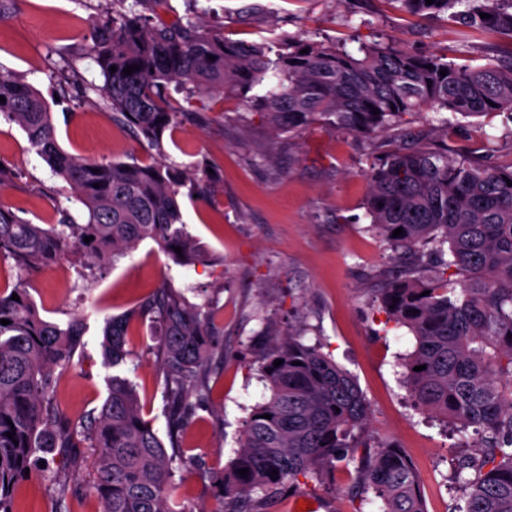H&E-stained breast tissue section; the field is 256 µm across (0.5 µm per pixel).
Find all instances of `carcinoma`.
Masks as SVG:
<instances>
[{"mask_svg": "<svg viewBox=\"0 0 512 512\" xmlns=\"http://www.w3.org/2000/svg\"><path fill=\"white\" fill-rule=\"evenodd\" d=\"M393 2L418 16L445 13L466 35L492 32L512 42V0ZM90 39L112 121L158 150L177 116L165 98L172 82L189 95L204 89L239 96L277 131L312 124L360 135L393 131L390 148L366 172V215L398 262L374 289L375 302L415 339L401 363L414 407L451 422L474 447L455 457L464 512H512V168L413 145L396 131L404 115L424 105L461 115L512 112V48L491 67L389 43L351 53L297 35L273 52L265 43L228 41L190 18L157 15L145 24L132 10L110 24H91ZM132 65L137 70L126 74ZM0 96V114L22 126L85 212L83 224L65 218L46 228L0 209L1 256L34 268L77 249L104 261L150 239L183 265L200 260L194 240L178 227V196L190 181L184 171L69 154L30 86L0 71ZM398 228L403 234L395 237ZM450 269L458 280L448 278ZM14 293L19 300L0 294V319L10 321L0 324V512H16L15 491L27 470L39 472L64 503L72 492L67 475L82 468L85 448L95 455L92 489L102 512H193L175 500L174 463L182 456L168 449L177 447L176 433L208 394L211 362L224 356L204 306L163 285L112 317L100 342L105 364L114 368L105 399L89 421L74 422L56 404V369L84 347L83 324L47 321L25 290ZM147 316L158 329L165 375L166 441L118 370L128 356L129 324ZM302 338L270 322L257 337L270 396L252 409L235 457L216 478L222 500L215 512H263L299 478L325 484L336 464L354 461L358 486L374 494L380 512H427L404 451L363 438L369 406L354 376ZM278 359L283 364L276 367ZM420 365L425 369L414 370Z\"/></svg>", "mask_w": 512, "mask_h": 512, "instance_id": "cac0c4a2", "label": "carcinoma"}]
</instances>
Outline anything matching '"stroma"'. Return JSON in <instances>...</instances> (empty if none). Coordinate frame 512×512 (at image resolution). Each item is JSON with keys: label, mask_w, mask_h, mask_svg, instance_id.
Returning <instances> with one entry per match:
<instances>
[{"label": "stroma", "mask_w": 512, "mask_h": 512, "mask_svg": "<svg viewBox=\"0 0 512 512\" xmlns=\"http://www.w3.org/2000/svg\"><path fill=\"white\" fill-rule=\"evenodd\" d=\"M135 10L153 17L152 0H10L0 11V70L33 87L48 103L60 146L104 161L174 163L186 172L212 173L180 193L186 233L202 249L191 266L176 264L154 241L98 265L72 252L23 269L0 257V293L25 289L46 320L85 326V346L58 369L56 402L72 420L99 408L109 368L100 341L108 319L137 307L161 283L204 305L224 345L209 392L182 441L186 461L175 468L176 498L192 512H215V478L234 457L243 421L268 390L255 346L265 322H300L306 343H321L353 374L370 408L368 439L403 448L416 467L428 512H459L452 458L461 441L442 419L413 409L400 378V361L415 340L388 323L373 289L392 264L373 231L364 203V176L382 156L389 133L360 137L314 124L276 135L241 99L198 93L166 96L178 109L161 149L138 141L113 123L98 88L104 79L88 57L91 23ZM192 17L223 28L232 40L273 41L291 33L356 51L359 44L395 42L417 54L447 56L473 66L497 64L507 45L493 33L460 41L447 16L415 17L395 0H168L166 19ZM434 109L404 116L405 132L447 146L478 165H512V114L453 115L448 129L433 127ZM0 166L12 175L0 187V207L32 224L62 216L83 222L84 209L63 179L52 175L15 121L0 116ZM123 374L135 386L145 418L166 434L164 373L149 320L133 321ZM354 476L303 484L300 497L314 512H371L372 502L351 498Z\"/></svg>", "instance_id": "1"}]
</instances>
